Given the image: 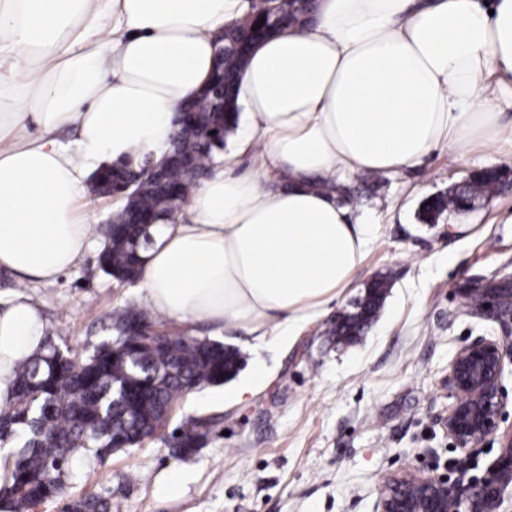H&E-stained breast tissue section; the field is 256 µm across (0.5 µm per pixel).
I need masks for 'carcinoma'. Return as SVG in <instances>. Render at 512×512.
I'll return each mask as SVG.
<instances>
[{"mask_svg":"<svg viewBox=\"0 0 512 512\" xmlns=\"http://www.w3.org/2000/svg\"><path fill=\"white\" fill-rule=\"evenodd\" d=\"M313 4L307 0H281L275 8L279 24L298 23ZM254 15L239 25L222 30L224 58L210 83L184 105L187 116L172 141L167 162L147 179L137 180L135 168L117 163L100 169L117 189L137 181L140 193L127 196L112 220L101 225L104 247L98 267L120 281L139 278L145 253L152 246L150 220L173 222L186 203L195 176L207 174L227 140L238 128L234 88L250 46L270 32ZM224 93V111L211 110L213 91ZM341 203H354L352 189L336 177L314 183ZM501 190L492 173H476L470 180L450 184L429 198L419 210L421 222L437 223L449 213H467L472 202ZM389 276L377 275L366 287L353 310L337 314L326 330L331 336L352 340L364 333L382 309ZM146 319L164 328L156 316L134 304L109 315L116 335ZM125 336L114 347L104 341L85 356L65 354L46 346L13 370V401L0 410V443L12 441L14 449L5 460L0 479V512H33L64 493L80 459H103L124 446L132 448L156 436L170 421L174 403L204 386H221L241 368V352L209 337L167 334L151 337ZM217 425L215 418L191 417L175 427L169 444L173 454L189 455ZM70 512H112L111 498L86 495L69 504Z\"/></svg>","mask_w":512,"mask_h":512,"instance_id":"obj_1","label":"carcinoma"}]
</instances>
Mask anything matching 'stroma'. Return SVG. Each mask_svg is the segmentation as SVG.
Masks as SVG:
<instances>
[{
  "instance_id": "obj_1",
  "label": "stroma",
  "mask_w": 512,
  "mask_h": 512,
  "mask_svg": "<svg viewBox=\"0 0 512 512\" xmlns=\"http://www.w3.org/2000/svg\"><path fill=\"white\" fill-rule=\"evenodd\" d=\"M488 166L512 168V144L464 154L439 148L415 170L383 175L369 200L370 175L349 179L362 195L354 218L378 225L351 287L285 338L259 342L235 324L217 333L188 326V335H216L243 355L234 379L173 407L172 425L211 415L218 426L185 459L154 438L77 468L69 497L109 495L112 512H376L383 475L447 472L461 458L444 426L448 365L464 343L502 335L495 321L458 314L451 291L467 276L492 281L512 273V188L435 224L421 223L418 210L428 195ZM380 273L391 275L392 286L378 319L351 342L327 335ZM25 289L45 314L48 342L73 354L111 339L108 313L141 301L136 284L102 273L92 253L54 283ZM256 369L266 371V382L237 398ZM172 467L184 482L167 498L156 484Z\"/></svg>"
}]
</instances>
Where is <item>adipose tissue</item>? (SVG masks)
I'll list each match as a JSON object with an SVG mask.
<instances>
[{
  "label": "adipose tissue",
  "instance_id": "ef3b65f1",
  "mask_svg": "<svg viewBox=\"0 0 512 512\" xmlns=\"http://www.w3.org/2000/svg\"><path fill=\"white\" fill-rule=\"evenodd\" d=\"M247 0H0V269L51 282L99 240L81 208L100 165L161 156L176 109L209 82L214 37ZM239 143L257 167L215 163L177 223H160L137 289L155 314L297 328L341 295L374 241L351 207L307 188L397 173L440 146L507 135L512 0H317L306 28L257 43L239 79ZM37 132H30V125ZM76 133L62 144L57 131ZM46 322L0 308V406Z\"/></svg>",
  "mask_w": 512,
  "mask_h": 512
}]
</instances>
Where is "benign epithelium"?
<instances>
[{
  "mask_svg": "<svg viewBox=\"0 0 512 512\" xmlns=\"http://www.w3.org/2000/svg\"><path fill=\"white\" fill-rule=\"evenodd\" d=\"M478 293L481 304L465 314L493 319L510 327L503 338H479L462 345L448 366V387L454 401L444 425L448 437L470 458L488 438L500 439L499 454L471 479L470 489L440 474L403 470L384 476L378 488L376 512H448V503L462 502L468 493L470 512L486 505L497 506L512 488V426L501 430L508 398L503 391L505 363L512 364V289L487 287L483 277H468L456 285L454 294Z\"/></svg>",
  "mask_w": 512,
  "mask_h": 512,
  "instance_id": "obj_1",
  "label": "benign epithelium"
}]
</instances>
